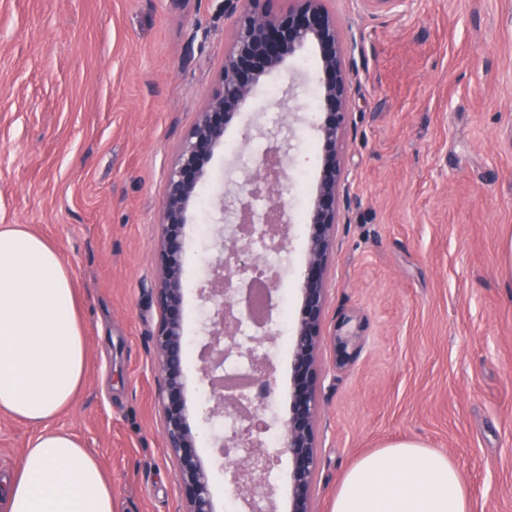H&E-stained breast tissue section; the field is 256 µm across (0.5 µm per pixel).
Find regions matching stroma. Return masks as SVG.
<instances>
[{
  "instance_id": "35a3bbf8",
  "label": "stroma",
  "mask_w": 512,
  "mask_h": 512,
  "mask_svg": "<svg viewBox=\"0 0 512 512\" xmlns=\"http://www.w3.org/2000/svg\"><path fill=\"white\" fill-rule=\"evenodd\" d=\"M353 61L340 145L352 205L329 255L317 385L313 512H332L345 474L398 442L447 453L471 512H512V0H327ZM233 19L224 0H0V225L53 243L78 291L85 381L52 423L73 434L112 481L114 512H182L165 446L152 337L168 174L218 86ZM319 59L287 57L228 123L204 160L207 204L188 212L183 254L192 354L188 421L211 460L200 398L204 313L198 290L215 253L202 240L222 191L264 145L248 127L286 113L290 170L309 209L320 160L309 95ZM277 99H270L269 90ZM310 224L286 240L279 302L296 326ZM351 332L341 363L332 337ZM281 435L294 391L291 351L264 348ZM36 430L0 415V474L18 467Z\"/></svg>"
}]
</instances>
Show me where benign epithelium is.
<instances>
[{
    "label": "benign epithelium",
    "instance_id": "benign-epithelium-1",
    "mask_svg": "<svg viewBox=\"0 0 512 512\" xmlns=\"http://www.w3.org/2000/svg\"><path fill=\"white\" fill-rule=\"evenodd\" d=\"M270 2L226 0V9L235 14V21L219 84L182 142L163 199L157 275L160 320L153 350L162 377L165 445L176 461L175 476L185 496L184 512H214L212 467L195 451L197 436L188 423L185 402L182 253L188 209L201 185L202 162L223 144L228 121L248 103L264 77L280 70L288 56L306 46L313 47L319 59L320 100L327 119L316 124L323 158L309 211L313 232L301 288L302 317L292 341L295 390L281 449L293 462L289 512H311V488L318 465L314 425L319 405L316 381L323 342L327 260L336 241L341 208L350 206V197L342 187L339 143L351 107V62L326 0H290L284 11L273 10ZM282 133L281 125L256 131L269 142L264 160L252 173L241 176L237 188L222 194L220 222L227 227L216 229L217 255L209 278L199 289L208 308L207 336L200 352V381L210 393L207 419L219 420L226 411L237 415V428L217 438L215 447L244 512H274L270 486L274 455L259 439L270 428V421L240 410L231 389L224 387L221 373L224 355L241 353L236 334L245 314L244 286L262 274L273 293L280 279L279 271L261 268L250 242L259 235L267 248L282 250L287 239L282 225L293 223L278 190L287 179ZM258 197L267 205V216L261 223L255 220L252 207V200Z\"/></svg>",
    "mask_w": 512,
    "mask_h": 512
}]
</instances>
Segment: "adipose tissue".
I'll list each match as a JSON object with an SVG mask.
<instances>
[{
  "label": "adipose tissue",
  "mask_w": 512,
  "mask_h": 512,
  "mask_svg": "<svg viewBox=\"0 0 512 512\" xmlns=\"http://www.w3.org/2000/svg\"><path fill=\"white\" fill-rule=\"evenodd\" d=\"M86 338L57 249L23 224L0 226V412L38 427L19 469L0 477V512H113L112 482L68 431L48 424L85 380ZM333 512H470L441 451L396 443L345 475Z\"/></svg>",
  "instance_id": "adipose-tissue-1"
}]
</instances>
